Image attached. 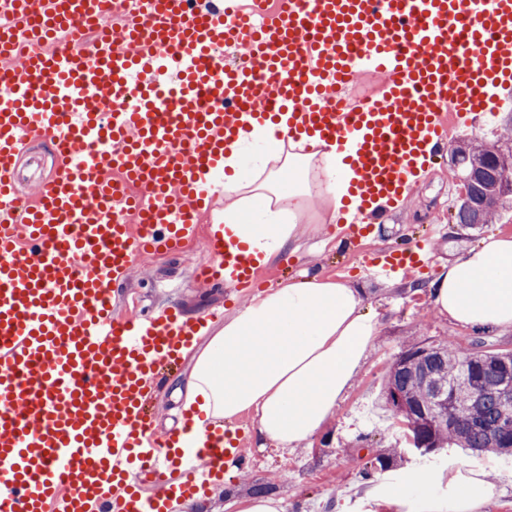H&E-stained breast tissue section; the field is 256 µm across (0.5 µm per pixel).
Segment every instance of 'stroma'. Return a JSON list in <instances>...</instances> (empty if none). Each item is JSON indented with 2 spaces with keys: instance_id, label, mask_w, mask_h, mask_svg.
<instances>
[{
  "instance_id": "obj_1",
  "label": "stroma",
  "mask_w": 512,
  "mask_h": 512,
  "mask_svg": "<svg viewBox=\"0 0 512 512\" xmlns=\"http://www.w3.org/2000/svg\"><path fill=\"white\" fill-rule=\"evenodd\" d=\"M512 102L498 112L460 123L452 142L491 143L499 139ZM462 185L448 156L435 158L424 177L379 225L365 237L361 248L340 242L339 226L331 221L323 202H314L299 229V250L292 256L260 268L257 278L244 290L208 285L196 280V268L208 258L204 236L177 251H153L136 260L127 274L115 282L117 301L127 313L146 318L172 308L187 318L215 315L223 326L235 307L249 302L261 291H272L288 280H302L311 269L340 281L358 280L367 287L366 309L378 316L380 332L365 365L351 389L310 445L282 450L259 445L254 437L253 414L237 417L233 426L240 435L235 443L249 456L248 466L224 482L212 512H236V501L248 497L254 484L270 485L272 497L281 499L285 512H406L385 502L367 501L364 492L374 486L366 476L367 462L384 449L400 448L404 440L384 406L387 373L412 341H454L462 346L481 343L483 349L512 351V333H477L454 326L433 310L427 283L446 260L472 248L490 235L512 234V209L500 212L493 223L471 226L457 223L456 205ZM425 242L432 260L406 276L380 279L364 274V253H381L399 242ZM191 369L184 357L164 369L161 388L154 400L155 428L169 434L177 427L181 407L173 389ZM470 463L484 468L494 490L481 512H512V459L479 454Z\"/></svg>"
}]
</instances>
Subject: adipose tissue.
I'll use <instances>...</instances> for the list:
<instances>
[{
	"label": "adipose tissue",
	"mask_w": 512,
	"mask_h": 512,
	"mask_svg": "<svg viewBox=\"0 0 512 512\" xmlns=\"http://www.w3.org/2000/svg\"><path fill=\"white\" fill-rule=\"evenodd\" d=\"M344 152L317 139L283 144L270 124H256L230 144L223 182L225 239L245 245L265 266L298 249V223L319 197L339 217L353 174ZM437 315L475 331H512V235L489 236L442 264L429 282ZM364 295L348 282L314 273L282 284L237 309L194 357L175 399L213 426L250 412L255 435L281 449L311 442L333 417L359 374L379 332L363 310ZM447 484V499L432 492ZM493 486L472 464L417 477L408 489L382 478L373 499L416 512H477Z\"/></svg>",
	"instance_id": "adipose-tissue-1"
}]
</instances>
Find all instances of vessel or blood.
<instances>
[{
    "label": "vessel or blood",
    "instance_id": "b4317fda",
    "mask_svg": "<svg viewBox=\"0 0 512 512\" xmlns=\"http://www.w3.org/2000/svg\"><path fill=\"white\" fill-rule=\"evenodd\" d=\"M127 23L103 24L113 13ZM246 50L227 65L219 51ZM363 73L379 90L348 102ZM0 512H175L242 450L194 422L158 438L159 369L209 319L113 311L109 285L136 258L176 250L214 205L210 172L254 123L279 140L347 149L363 231L407 195L457 119L512 93V0H0ZM49 139L54 177L20 195L19 161ZM198 278L258 272L210 225ZM426 259L407 244L367 262L390 278Z\"/></svg>",
    "mask_w": 512,
    "mask_h": 512
}]
</instances>
